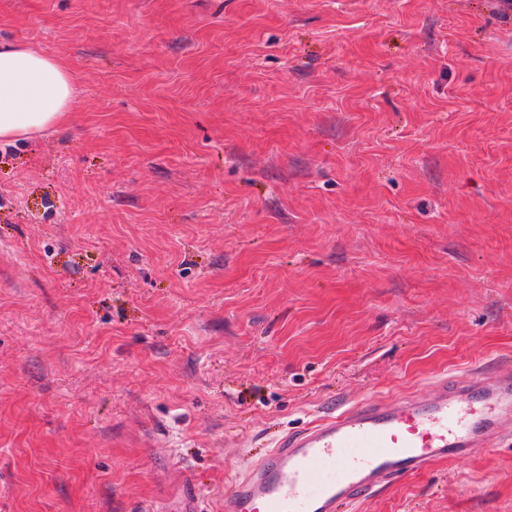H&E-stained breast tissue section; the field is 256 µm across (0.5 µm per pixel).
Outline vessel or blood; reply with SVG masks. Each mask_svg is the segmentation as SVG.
I'll return each mask as SVG.
<instances>
[{"mask_svg": "<svg viewBox=\"0 0 512 512\" xmlns=\"http://www.w3.org/2000/svg\"><path fill=\"white\" fill-rule=\"evenodd\" d=\"M435 395L356 403L282 436L224 491V512H343L440 459L488 447L512 414V373L440 378Z\"/></svg>", "mask_w": 512, "mask_h": 512, "instance_id": "1", "label": "vessel or blood"}]
</instances>
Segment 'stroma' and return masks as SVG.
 <instances>
[{
  "instance_id": "stroma-1",
  "label": "stroma",
  "mask_w": 512,
  "mask_h": 512,
  "mask_svg": "<svg viewBox=\"0 0 512 512\" xmlns=\"http://www.w3.org/2000/svg\"><path fill=\"white\" fill-rule=\"evenodd\" d=\"M67 122L0 142V512H224L279 435L512 372V11L0 0ZM354 512H512V416Z\"/></svg>"
}]
</instances>
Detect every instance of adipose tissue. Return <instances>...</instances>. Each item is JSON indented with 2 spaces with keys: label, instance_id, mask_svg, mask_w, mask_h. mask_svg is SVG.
<instances>
[{
  "label": "adipose tissue",
  "instance_id": "obj_1",
  "mask_svg": "<svg viewBox=\"0 0 512 512\" xmlns=\"http://www.w3.org/2000/svg\"><path fill=\"white\" fill-rule=\"evenodd\" d=\"M75 104L74 76L59 57L0 42V141L60 125Z\"/></svg>",
  "mask_w": 512,
  "mask_h": 512
}]
</instances>
